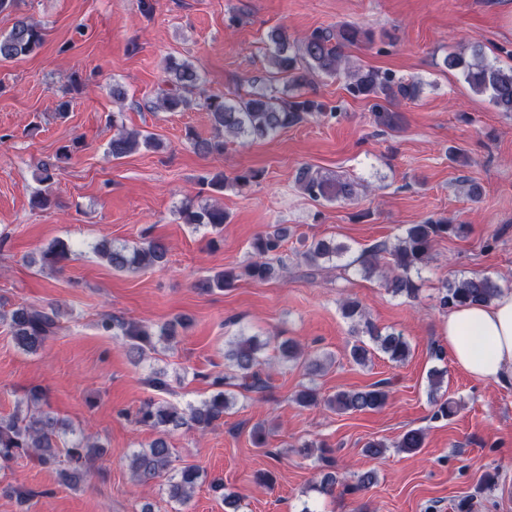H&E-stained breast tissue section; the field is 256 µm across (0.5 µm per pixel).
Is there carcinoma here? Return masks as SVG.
<instances>
[{
    "mask_svg": "<svg viewBox=\"0 0 512 512\" xmlns=\"http://www.w3.org/2000/svg\"><path fill=\"white\" fill-rule=\"evenodd\" d=\"M373 32L356 25H344L335 30L315 28L299 37H292L283 27H274L267 33L265 46L269 67L266 81L253 85L244 96L228 97L207 92L201 72L189 60L166 61L170 88L153 103V108L165 112H181L194 105L205 110L213 125L214 134L208 138L193 133L188 139L195 153L207 157L224 151L227 139L232 138L249 144L277 136L282 130L310 118L325 115L326 104L309 92L314 86V77L343 76L347 93L355 98L373 102L377 125L392 129L397 124V114L381 105L401 100L412 101L417 97L418 85L414 81L396 76L390 70L366 67L352 61L345 53L349 46L370 42ZM43 44L41 27L27 19L16 21L12 29L0 36V60H14L35 54ZM445 67L458 72L470 91L488 98L499 112L512 113V66L505 68L489 60L478 42H462L458 50L448 54ZM285 78L288 81V96L278 95L273 82ZM160 142L149 132L117 130L108 144V154L121 159L141 149H157ZM70 149L64 147L54 159L40 160L36 164V178L50 185L68 161ZM260 173L249 169L228 178L222 173H208L201 177L202 189L211 194L221 193L230 186L243 187L259 178ZM303 194L310 199L327 202L351 200L357 196V183L340 177H328L303 168L297 177ZM179 213L186 224L205 226L220 232L228 220L224 208L216 201L204 205L194 200L183 202ZM458 226L445 217L428 218L420 224H409L404 233L392 245L381 244L364 252L358 263L366 277L376 276L394 295L415 298L420 288L417 281L422 278L430 259V251L436 238L457 232ZM291 228L278 224L273 229L257 235L250 244L251 259L239 270H225L199 281L196 287L205 292L217 288H232L235 282L249 279L264 283L277 278L285 269L282 258L284 244ZM100 254L117 271L147 269L162 266L167 262L168 249L160 240H149L132 248L117 246L102 241L96 247ZM347 252L343 245L327 240H317L305 246L302 261L310 267L340 258ZM75 251L71 246L56 240L41 253L45 264L57 266L71 259ZM501 295L499 284L489 276L474 274L463 279H446L439 290V305L443 309L469 304H489ZM342 314L354 323L353 332L367 336L376 349L388 356L392 362H403L410 355V344L403 332L392 330L383 333L366 316L359 302L347 300L341 305ZM61 313L54 306L34 308L18 306L10 315H0L8 321L10 332L17 346L26 353H36L61 328ZM190 320L178 316L163 324L158 332L149 327L122 317L107 314L101 321L103 330L116 336L133 359L143 357L148 349H155L154 341L169 342L178 335V329H187ZM274 345L278 358L285 364L305 365L311 375L319 373L323 364L307 359V353L294 339L267 337L261 339L244 332L228 341L224 360L232 372L229 377L217 379L214 385L220 390L198 405L179 408L150 398L142 403L136 414L137 423L157 431L158 436L148 447L136 450L130 456L129 468L132 480L139 485L164 481L168 500L184 507L202 479L200 469L194 465L180 469L173 467L172 448L167 434L172 430L187 427L204 430L224 419L230 406L235 404V395L229 391L234 387L242 391L262 394L269 389L268 376L263 366V355L269 345ZM443 373L429 372V401L434 406L433 418H446L453 413L448 400L438 397ZM389 398L386 383L377 382L359 390L341 391L333 396H323L314 386L303 387L295 397L304 408L324 407L336 412L376 410L384 407ZM46 404L44 392L33 387L26 394L25 405H17L7 417H0V462L8 463L17 458L36 459L39 464L53 466L57 463L60 433L63 424L43 408ZM425 433L421 429H410L393 444L401 452L413 453L423 447ZM99 446L91 436L80 433L65 447L66 466L58 469L62 484L79 486L87 477L91 463L96 459ZM306 455L317 454V460L329 471L321 477L314 489L322 495L335 493L337 477L331 470L333 461L328 457L329 449L313 442L302 445Z\"/></svg>",
    "mask_w": 512,
    "mask_h": 512,
    "instance_id": "1",
    "label": "carcinoma"
}]
</instances>
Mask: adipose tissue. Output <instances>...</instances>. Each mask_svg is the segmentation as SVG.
Returning a JSON list of instances; mask_svg holds the SVG:
<instances>
[{
    "instance_id": "1",
    "label": "adipose tissue",
    "mask_w": 512,
    "mask_h": 512,
    "mask_svg": "<svg viewBox=\"0 0 512 512\" xmlns=\"http://www.w3.org/2000/svg\"><path fill=\"white\" fill-rule=\"evenodd\" d=\"M446 336L451 359L473 378L512 380V293L489 305L450 310Z\"/></svg>"
}]
</instances>
